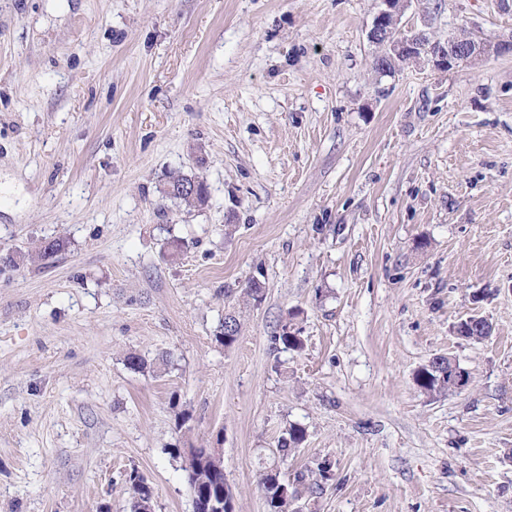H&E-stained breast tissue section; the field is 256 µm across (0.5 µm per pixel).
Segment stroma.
I'll return each mask as SVG.
<instances>
[{"instance_id":"obj_1","label":"stroma","mask_w":512,"mask_h":512,"mask_svg":"<svg viewBox=\"0 0 512 512\" xmlns=\"http://www.w3.org/2000/svg\"><path fill=\"white\" fill-rule=\"evenodd\" d=\"M381 7L0 0V512H131L133 472L193 512L190 447L218 449L234 512H266L265 468L325 458L297 512H512V54L379 74ZM401 23L494 42L512 0ZM173 173L208 205L163 197ZM471 315L491 336L454 334ZM289 321L302 352L273 341ZM437 355L465 390L417 388ZM240 330V322L236 316L232 313H227L224 315V320L215 335V340L224 348H230L238 341ZM306 440V430L296 424L289 425L278 440L277 452L282 460H286L295 449L299 448Z\"/></svg>"}]
</instances>
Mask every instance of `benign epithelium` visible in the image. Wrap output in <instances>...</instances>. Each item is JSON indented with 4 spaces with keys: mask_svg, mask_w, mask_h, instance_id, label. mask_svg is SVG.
Returning a JSON list of instances; mask_svg holds the SVG:
<instances>
[{
    "mask_svg": "<svg viewBox=\"0 0 512 512\" xmlns=\"http://www.w3.org/2000/svg\"><path fill=\"white\" fill-rule=\"evenodd\" d=\"M382 8L374 18L369 31L370 41L382 48L391 61L423 62L438 71H449L459 65L476 62L490 53H512V39L494 43L470 42L454 34L445 42L430 41L421 33H413L400 26V20L409 0H381ZM450 382L461 391L470 384V373L452 363L448 368Z\"/></svg>",
    "mask_w": 512,
    "mask_h": 512,
    "instance_id": "obj_1",
    "label": "benign epithelium"
}]
</instances>
